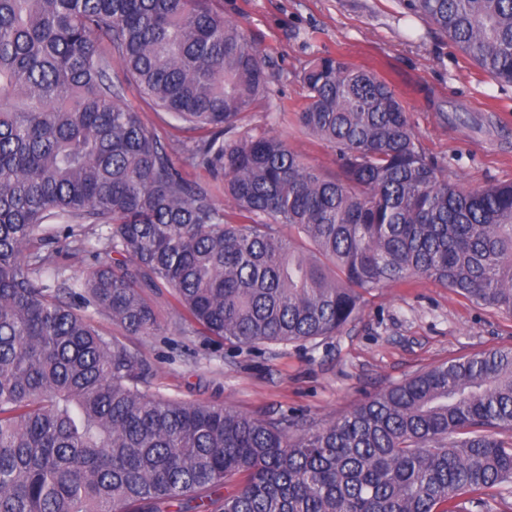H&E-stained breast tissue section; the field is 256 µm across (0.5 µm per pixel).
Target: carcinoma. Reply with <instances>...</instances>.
I'll return each mask as SVG.
<instances>
[{"label": "carcinoma", "instance_id": "1", "mask_svg": "<svg viewBox=\"0 0 512 512\" xmlns=\"http://www.w3.org/2000/svg\"><path fill=\"white\" fill-rule=\"evenodd\" d=\"M512 84V0H404ZM191 132L186 177L120 100L112 62ZM271 74L211 0H0V512H460L512 485V348L417 372L316 429L144 387L132 336L163 288L243 349L336 335L365 295L432 278L512 316V183L463 190L426 156L377 73L331 55L301 72L295 124L336 174L278 135L238 137ZM114 258L79 278L77 227Z\"/></svg>", "mask_w": 512, "mask_h": 512}]
</instances>
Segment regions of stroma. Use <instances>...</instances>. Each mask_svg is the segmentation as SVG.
Instances as JSON below:
<instances>
[{
	"instance_id": "35a3bbf8",
	"label": "stroma",
	"mask_w": 512,
	"mask_h": 512,
	"mask_svg": "<svg viewBox=\"0 0 512 512\" xmlns=\"http://www.w3.org/2000/svg\"><path fill=\"white\" fill-rule=\"evenodd\" d=\"M212 6L244 27L271 74L268 92L241 114L238 135L273 132L308 164L335 172L332 145L283 119L305 102L304 66L332 55L392 85L427 155L461 188L512 182V84L483 73L402 0H213ZM111 76L122 102L180 159L184 134L174 120L154 111L120 67ZM455 111L469 113L471 123L447 122ZM151 302L163 326L154 336H131L108 315L91 316L103 335L143 351L154 367L151 391L254 416L293 408L308 428L439 363L512 347L511 315L425 277L373 291L359 317L335 336L289 346L237 350L193 331L169 290Z\"/></svg>"
}]
</instances>
